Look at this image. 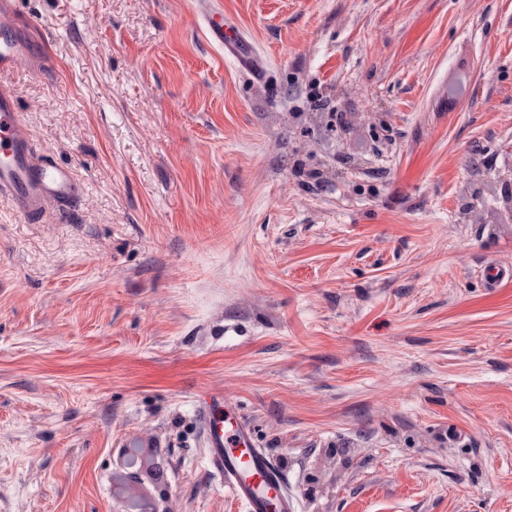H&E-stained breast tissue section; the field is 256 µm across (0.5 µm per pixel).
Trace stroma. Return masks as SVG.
Wrapping results in <instances>:
<instances>
[{"label": "stroma", "mask_w": 512, "mask_h": 512, "mask_svg": "<svg viewBox=\"0 0 512 512\" xmlns=\"http://www.w3.org/2000/svg\"><path fill=\"white\" fill-rule=\"evenodd\" d=\"M13 9L83 193L0 201V512H240L204 389L299 512H512V0ZM206 24L211 36L218 44L224 45V50L227 53L234 56L241 65L247 62V57L239 53V35L235 29L227 25L224 27V22L217 20L214 15L206 19Z\"/></svg>", "instance_id": "obj_1"}]
</instances>
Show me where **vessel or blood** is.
Instances as JSON below:
<instances>
[{
    "label": "vessel or blood",
    "mask_w": 512,
    "mask_h": 512,
    "mask_svg": "<svg viewBox=\"0 0 512 512\" xmlns=\"http://www.w3.org/2000/svg\"><path fill=\"white\" fill-rule=\"evenodd\" d=\"M12 0H0V72L14 68L28 45L18 32ZM214 40L230 55L239 53V35L223 21L208 18ZM81 195L73 170L50 162L34 146L10 91L0 89V199L33 218L47 203L67 208ZM194 413L207 470L218 478L243 512H298L282 467L255 442L250 423L236 404L213 390L194 397Z\"/></svg>",
    "instance_id": "b4317fda"
}]
</instances>
